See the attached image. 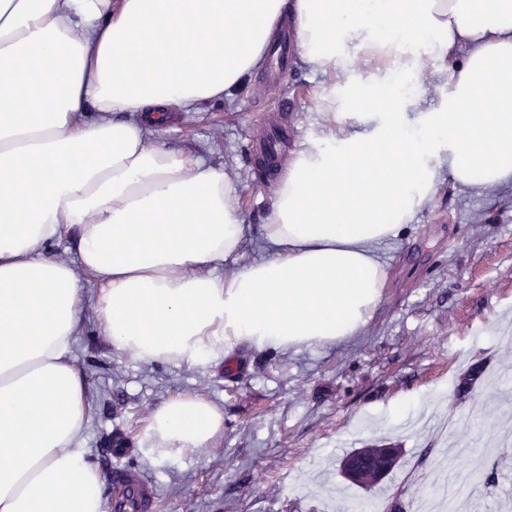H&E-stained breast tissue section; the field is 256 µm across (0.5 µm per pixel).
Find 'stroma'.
<instances>
[{"instance_id": "35a3bbf8", "label": "stroma", "mask_w": 512, "mask_h": 512, "mask_svg": "<svg viewBox=\"0 0 512 512\" xmlns=\"http://www.w3.org/2000/svg\"><path fill=\"white\" fill-rule=\"evenodd\" d=\"M449 72L430 62L415 70L412 93L432 107ZM328 78L289 61L265 66L232 101L180 116L159 138L188 144L222 163L245 224L259 230L273 184L256 159L260 133L282 140L275 162L326 130L315 102ZM389 279L360 336L332 347L271 354L244 345L229 361L196 366L145 364L113 354L86 317L73 355L85 373L93 412L81 442L104 476L121 464L156 485V512H377L428 494L434 473L452 471L484 485L468 512H512V444L477 467L467 447L512 429V375L492 388L479 379L467 397L456 388L471 368L512 360L500 341L512 325V187L493 193L443 183L406 233L382 248ZM189 391L222 407L224 435L177 462L139 448L114 457V438L133 440L150 411ZM388 439L402 455L371 495L343 475V457Z\"/></svg>"}]
</instances>
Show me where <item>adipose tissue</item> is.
<instances>
[{"mask_svg":"<svg viewBox=\"0 0 512 512\" xmlns=\"http://www.w3.org/2000/svg\"><path fill=\"white\" fill-rule=\"evenodd\" d=\"M286 30L343 80L317 96L324 134L281 165L269 255L242 265L223 165L155 135L241 88ZM429 60L450 66L433 110L392 80ZM446 178L512 186V0H0V512H107L79 446L85 313L142 363L336 345L381 300L379 249ZM69 232L74 259L45 254ZM223 434L219 406L179 392L136 441L180 460Z\"/></svg>","mask_w":512,"mask_h":512,"instance_id":"1","label":"adipose tissue"}]
</instances>
